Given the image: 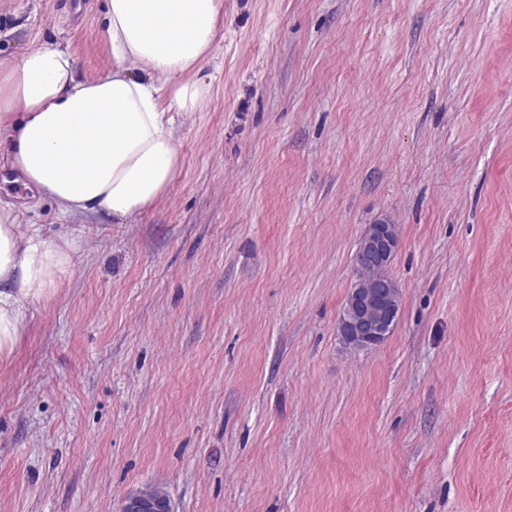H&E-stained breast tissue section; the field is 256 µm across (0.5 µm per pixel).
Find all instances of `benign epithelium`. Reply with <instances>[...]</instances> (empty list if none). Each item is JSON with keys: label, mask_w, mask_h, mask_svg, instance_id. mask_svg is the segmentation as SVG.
<instances>
[{"label": "benign epithelium", "mask_w": 512, "mask_h": 512, "mask_svg": "<svg viewBox=\"0 0 512 512\" xmlns=\"http://www.w3.org/2000/svg\"><path fill=\"white\" fill-rule=\"evenodd\" d=\"M399 227L379 222L367 227L354 256L357 267H388L399 245ZM400 313V294L386 274L376 278L360 275L352 283L338 320L344 343L356 349L374 348L392 335ZM158 500L153 488L133 492L123 500L121 512H148Z\"/></svg>", "instance_id": "benign-epithelium-1"}]
</instances>
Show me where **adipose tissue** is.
I'll use <instances>...</instances> for the list:
<instances>
[{
    "label": "adipose tissue",
    "mask_w": 512,
    "mask_h": 512,
    "mask_svg": "<svg viewBox=\"0 0 512 512\" xmlns=\"http://www.w3.org/2000/svg\"><path fill=\"white\" fill-rule=\"evenodd\" d=\"M223 16L224 0H107L105 76L79 77L59 46L0 62V136L13 170L66 215L127 224L153 207L180 170L175 116L208 92L193 73ZM69 264V247L0 210V361L21 340L29 301L52 291Z\"/></svg>",
    "instance_id": "ef3b65f1"
}]
</instances>
